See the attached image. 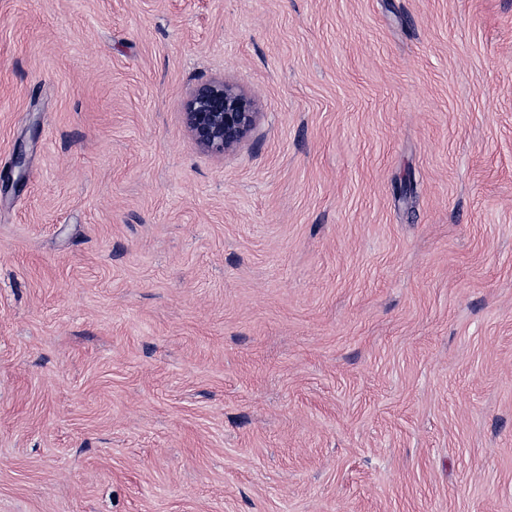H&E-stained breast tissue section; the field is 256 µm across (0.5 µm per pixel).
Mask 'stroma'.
<instances>
[{"mask_svg": "<svg viewBox=\"0 0 512 512\" xmlns=\"http://www.w3.org/2000/svg\"><path fill=\"white\" fill-rule=\"evenodd\" d=\"M0 512H512V0H0ZM184 111L193 140L205 151L217 155L240 145L260 114L253 98L224 79L197 87L186 100Z\"/></svg>", "mask_w": 512, "mask_h": 512, "instance_id": "35a3bbf8", "label": "stroma"}]
</instances>
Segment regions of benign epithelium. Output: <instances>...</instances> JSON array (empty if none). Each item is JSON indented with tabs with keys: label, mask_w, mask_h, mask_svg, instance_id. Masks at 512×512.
Segmentation results:
<instances>
[{
	"label": "benign epithelium",
	"mask_w": 512,
	"mask_h": 512,
	"mask_svg": "<svg viewBox=\"0 0 512 512\" xmlns=\"http://www.w3.org/2000/svg\"><path fill=\"white\" fill-rule=\"evenodd\" d=\"M184 111L193 140L217 155L240 145L259 116L255 100L222 79L197 87L186 100Z\"/></svg>",
	"instance_id": "benign-epithelium-1"
}]
</instances>
